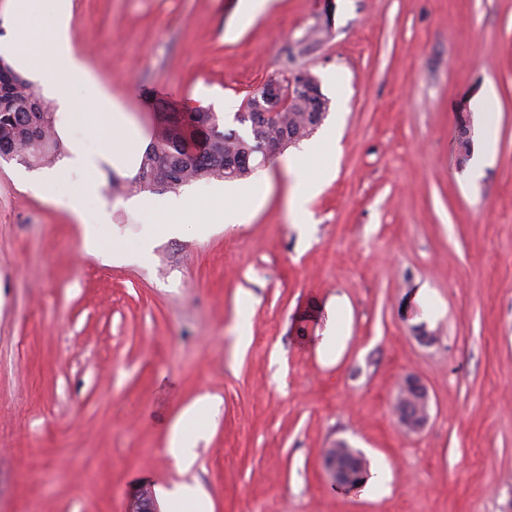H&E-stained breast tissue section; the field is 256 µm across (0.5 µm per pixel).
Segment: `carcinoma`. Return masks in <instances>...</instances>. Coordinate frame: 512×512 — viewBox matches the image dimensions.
Here are the masks:
<instances>
[{"mask_svg": "<svg viewBox=\"0 0 512 512\" xmlns=\"http://www.w3.org/2000/svg\"><path fill=\"white\" fill-rule=\"evenodd\" d=\"M0 79L13 82V95L0 102V153L12 150L23 155L32 167L51 165L58 158L60 141L55 127H32L27 105L39 99L33 84L20 73H0ZM273 116L254 110V99L247 100L246 116L239 120L249 125L250 134L235 130L220 131L214 113L192 109L179 114L172 102L153 111V131L149 146L143 152L134 181L140 188L154 192H178L200 180L235 181L249 177L261 144L258 135L270 139L292 140L294 144L309 138L323 122L329 99L315 87V95L284 97ZM326 455L351 476L346 487L352 488L364 479L365 467L360 465L361 452L338 442L326 449Z\"/></svg>", "mask_w": 512, "mask_h": 512, "instance_id": "carcinoma-1", "label": "carcinoma"}]
</instances>
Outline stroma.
<instances>
[{"mask_svg": "<svg viewBox=\"0 0 512 512\" xmlns=\"http://www.w3.org/2000/svg\"><path fill=\"white\" fill-rule=\"evenodd\" d=\"M67 2L73 59L141 127L157 96L237 129L249 97L305 70L340 140L306 234L284 153L249 177L242 224H224L236 182L189 184L205 232L123 169L88 173L78 215L35 191L42 168L0 162V512H124L143 484L170 512L181 483L206 512H512V0H269L246 21L241 0ZM477 96L495 151L472 184L456 144L465 116L481 147ZM148 224L179 230L140 258ZM409 375L432 402L416 434L391 413ZM195 404L185 471L169 441ZM339 440L387 493L327 481Z\"/></svg>", "mask_w": 512, "mask_h": 512, "instance_id": "obj_1", "label": "stroma"}]
</instances>
